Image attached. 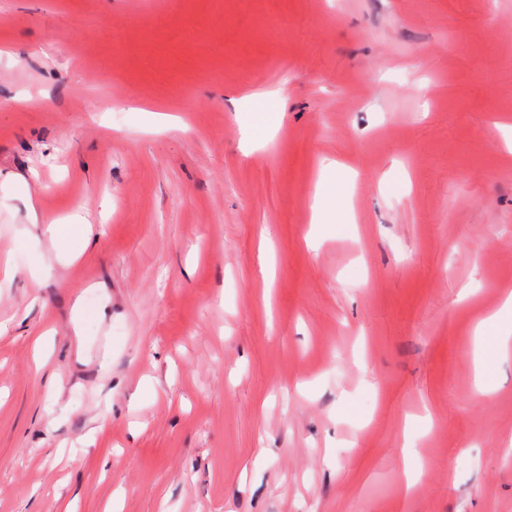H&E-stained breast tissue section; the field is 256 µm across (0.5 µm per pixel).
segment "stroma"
<instances>
[{
    "label": "stroma",
    "instance_id": "1",
    "mask_svg": "<svg viewBox=\"0 0 512 512\" xmlns=\"http://www.w3.org/2000/svg\"><path fill=\"white\" fill-rule=\"evenodd\" d=\"M510 292L512 0H0V512H512ZM341 168L335 162L322 167L312 206L313 224L319 225V220L336 221L342 215L346 202L345 186L352 179V170L346 166ZM336 173L342 175V181L336 179Z\"/></svg>",
    "mask_w": 512,
    "mask_h": 512
}]
</instances>
